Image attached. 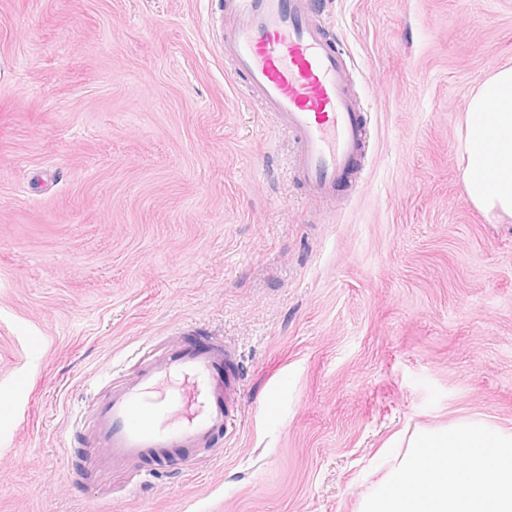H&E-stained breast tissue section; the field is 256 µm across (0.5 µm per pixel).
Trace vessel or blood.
Segmentation results:
<instances>
[{"label":"vessel or blood","instance_id":"1","mask_svg":"<svg viewBox=\"0 0 512 512\" xmlns=\"http://www.w3.org/2000/svg\"><path fill=\"white\" fill-rule=\"evenodd\" d=\"M324 0H223L224 59L248 99L291 135L293 176L329 200L366 155L365 108L347 53L321 22ZM234 354L178 344L113 386L87 443L113 464L139 465L206 445L230 412L220 370Z\"/></svg>","mask_w":512,"mask_h":512}]
</instances>
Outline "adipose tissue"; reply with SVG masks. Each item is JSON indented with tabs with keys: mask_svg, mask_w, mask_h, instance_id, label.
<instances>
[{
	"mask_svg": "<svg viewBox=\"0 0 512 512\" xmlns=\"http://www.w3.org/2000/svg\"><path fill=\"white\" fill-rule=\"evenodd\" d=\"M462 149L472 204L512 216V67L493 72L471 95Z\"/></svg>",
	"mask_w": 512,
	"mask_h": 512,
	"instance_id": "ef3b65f1",
	"label": "adipose tissue"
}]
</instances>
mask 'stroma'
Wrapping results in <instances>:
<instances>
[{
  "label": "stroma",
  "instance_id": "stroma-1",
  "mask_svg": "<svg viewBox=\"0 0 512 512\" xmlns=\"http://www.w3.org/2000/svg\"><path fill=\"white\" fill-rule=\"evenodd\" d=\"M221 0H0V512H359L398 432L512 429V217L461 180L512 0H330L370 132L312 199L224 61ZM238 358L227 430L144 477L87 455L139 358ZM280 406L268 414L269 391Z\"/></svg>",
  "mask_w": 512,
  "mask_h": 512
}]
</instances>
